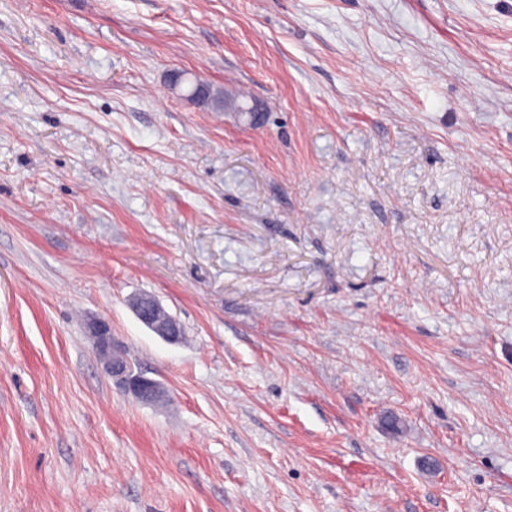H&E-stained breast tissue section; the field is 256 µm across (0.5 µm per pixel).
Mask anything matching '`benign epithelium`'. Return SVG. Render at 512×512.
I'll return each instance as SVG.
<instances>
[{
	"label": "benign epithelium",
	"mask_w": 512,
	"mask_h": 512,
	"mask_svg": "<svg viewBox=\"0 0 512 512\" xmlns=\"http://www.w3.org/2000/svg\"><path fill=\"white\" fill-rule=\"evenodd\" d=\"M129 307L143 325L163 340L169 343L180 340L179 334L167 328L174 318L155 297L136 295L129 300ZM85 327L94 341L95 352L105 371L125 393L145 404H158L166 400L167 391L161 383L133 370L125 350L112 338V325L108 319L92 316L86 321Z\"/></svg>",
	"instance_id": "7a95c632"
}]
</instances>
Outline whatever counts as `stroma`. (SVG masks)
<instances>
[{
  "mask_svg": "<svg viewBox=\"0 0 512 512\" xmlns=\"http://www.w3.org/2000/svg\"><path fill=\"white\" fill-rule=\"evenodd\" d=\"M0 512H512V0H0ZM128 304L136 318L166 342L176 343L181 339L179 334L167 328L169 324L175 325L174 318L154 296L139 294L133 296ZM85 327L94 341L95 352L105 371L125 393L145 404H158L166 400L167 391L161 383L133 370L125 350L112 338V325L108 319L92 316L86 321Z\"/></svg>",
  "mask_w": 512,
  "mask_h": 512,
  "instance_id": "obj_1",
  "label": "stroma"
}]
</instances>
